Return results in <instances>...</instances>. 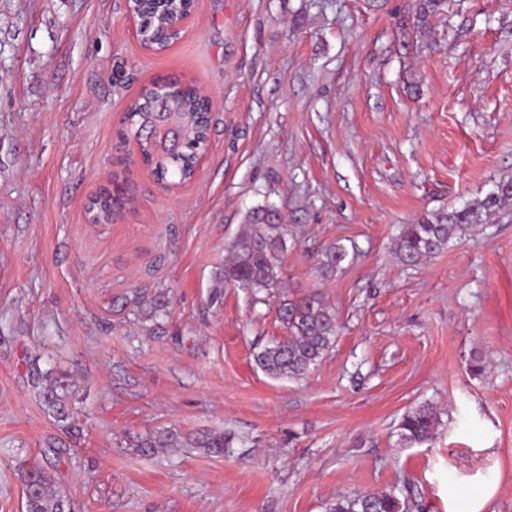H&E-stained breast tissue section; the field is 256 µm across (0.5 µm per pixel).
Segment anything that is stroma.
Instances as JSON below:
<instances>
[{"label":"stroma","instance_id":"obj_1","mask_svg":"<svg viewBox=\"0 0 512 512\" xmlns=\"http://www.w3.org/2000/svg\"><path fill=\"white\" fill-rule=\"evenodd\" d=\"M194 0L180 38L142 48L125 0H0V512L40 465L75 512H329L411 487L409 512H512V224L422 264L400 225L512 174V0ZM211 97L206 158L168 193L121 142L160 79ZM133 202L93 224L107 181ZM272 202L280 287L214 290L224 243ZM349 252L314 272L321 246ZM319 292L341 325L304 379L255 353L283 300ZM167 295L168 315L147 303ZM74 381L80 428L44 410L38 372ZM432 405L433 440L398 442ZM221 430L223 456L139 455L160 427ZM65 445L61 455L52 449ZM415 20L417 28L423 32H430L434 22L447 14V0H417ZM440 420L437 411L429 405H420L407 411L399 423V442L406 447L427 443L437 433Z\"/></svg>","mask_w":512,"mask_h":512}]
</instances>
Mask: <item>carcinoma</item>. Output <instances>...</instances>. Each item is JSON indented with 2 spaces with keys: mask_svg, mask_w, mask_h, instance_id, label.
I'll list each match as a JSON object with an SVG mask.
<instances>
[{
  "mask_svg": "<svg viewBox=\"0 0 512 512\" xmlns=\"http://www.w3.org/2000/svg\"><path fill=\"white\" fill-rule=\"evenodd\" d=\"M135 7L149 31L164 30L171 16L189 11L187 0H136ZM448 0H417V28L429 32L434 22L447 14ZM171 110L182 117L176 137L157 144L151 139L150 127L155 119L149 97L141 106L127 113L126 122L134 132L139 152L154 177L164 181H186L193 172L197 154L202 152L210 127V100L192 82L173 80ZM127 196L113 198L101 192L89 203L91 213L108 220L125 204ZM496 224L512 223V176L493 180V189L484 197L468 201L462 208L436 211L416 224H404L394 243L398 260L410 267L442 252L448 243L472 233L482 217ZM230 261L216 273L217 285L239 288L255 301L280 287L282 262L288 252V225L277 207L258 204L251 208L240 231L225 245ZM348 258L339 243L327 245L317 257L316 271L327 279L336 274ZM278 318L288 337L263 347L254 355L256 365L269 377L298 380L332 348L338 332L336 311L321 294L311 292L280 304ZM75 391L71 379L48 375L43 378L40 398L47 413L61 427L68 429L74 420L72 400ZM440 420L429 405L407 411L399 423V442L406 447L427 443L437 433ZM229 444L224 433L201 431L183 433L176 428H161L137 437L134 448L150 456L161 448H195L206 455L220 456ZM26 512H61L74 509L73 503L58 488L44 469L32 466L23 474ZM404 507L393 493H365L352 498L336 499L330 512H403Z\"/></svg>",
  "mask_w": 512,
  "mask_h": 512,
  "instance_id": "cac0c4a2",
  "label": "carcinoma"
}]
</instances>
